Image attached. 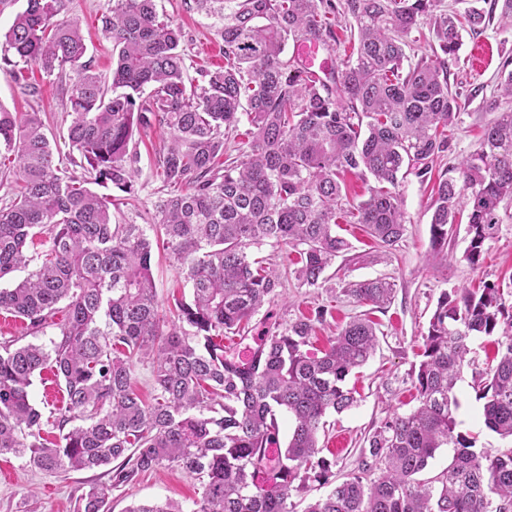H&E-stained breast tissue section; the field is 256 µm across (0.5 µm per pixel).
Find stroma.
Returning a JSON list of instances; mask_svg holds the SVG:
<instances>
[{
  "label": "stroma",
  "instance_id": "1",
  "mask_svg": "<svg viewBox=\"0 0 512 512\" xmlns=\"http://www.w3.org/2000/svg\"><path fill=\"white\" fill-rule=\"evenodd\" d=\"M104 3L105 0H67L64 14L80 20L88 46L87 58L107 78L112 69V44L98 29ZM157 4L159 11L183 28V48L188 59L209 69L223 66L222 42L215 34L212 19L194 10L191 0H157ZM511 57L512 28L501 26L498 20H491L477 32L462 31L457 57L449 61L448 67L450 85L465 99L466 106L449 133L445 164H455L474 150L484 126L495 119L496 114L489 111L488 103L497 95L501 66ZM24 78L37 86V95H24L19 83L0 73V104L12 112L39 113L55 154L69 159L68 81L43 76L32 66L25 69ZM167 140L166 128L159 125L142 133L135 193L115 211L116 221L154 223V204L165 193L156 175V163L158 152ZM402 192L408 223L400 247L390 256H382L360 225H339L337 234L352 244L358 259L351 262L337 257L327 270L322 287L298 286L292 275L296 252L276 250L267 244L251 250L256 257H272L280 275L282 296L268 307L277 319L286 322L317 306L330 305L331 313L317 333L316 347H323L352 316L367 315L378 325L379 343L374 355L347 381L359 393L357 405L340 413H329L326 434L319 440L322 457L332 462L334 472L340 477L361 465L365 440L382 421L393 412L405 413L416 406L410 373L418 361L422 335L442 294L512 277V201L502 205L499 230L486 241L483 263L474 269L463 259L468 245L465 225H455L441 250L432 249L431 213L427 209L430 184L411 176L405 180ZM376 277L390 278L396 284L394 297L384 308L360 305L339 293L345 282ZM456 393L460 401L455 414L459 431L477 434V448L493 455L512 447V441L501 439L485 428L482 403L476 398L471 370H464ZM2 472L11 473L14 481L0 484V512H72L74 500L82 493L85 483L95 478L94 473L81 472L63 481L32 471L23 459L11 455L0 457ZM197 487L196 480L179 470L161 469L143 474L132 484L113 492L111 512H125L132 503L143 501L173 499L187 505Z\"/></svg>",
  "mask_w": 512,
  "mask_h": 512
}]
</instances>
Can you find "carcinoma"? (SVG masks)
Returning a JSON list of instances; mask_svg holds the SVG:
<instances>
[{
  "mask_svg": "<svg viewBox=\"0 0 512 512\" xmlns=\"http://www.w3.org/2000/svg\"><path fill=\"white\" fill-rule=\"evenodd\" d=\"M66 0H26L0 39V71L19 65L48 76L73 74L72 149L81 177L55 159L37 112L0 107V311L25 335L0 337V455L11 454L67 480L102 470L73 512H110L112 491L138 475L180 468L199 480L190 509L167 499L125 512H294L292 493L325 489L304 512H512V448L490 456L457 430L455 394L471 367L486 428L512 439V291L502 283L443 294L423 335L411 377L418 405L393 413L369 438L371 462L341 480L319 457L325 416L357 403L346 387L378 344L377 324L353 317L321 353L310 350L329 307L275 323L242 358L224 345L247 339L250 320L280 296V276L248 249L295 250L302 286L318 288L350 245L338 224H359L390 254L404 241L401 187L410 174L435 179L431 243L467 209L463 254L480 266L485 241L512 199V70L500 88L508 107L478 146L433 177L462 108L448 84L460 30L476 32L496 8L512 27V0L489 11L438 10L442 0H193L214 20L224 66L188 80L182 27L159 16L157 0H106L101 33L112 41V79L85 59L77 18H59ZM353 20V50L340 68L308 76L290 42L340 44L339 18ZM437 46L417 61L405 48L422 26ZM247 121V149L227 155L225 136ZM162 125L171 143L157 160L169 193L154 224L112 222L114 200L90 184L130 194L139 173L136 136ZM371 178L368 197L349 199L344 176ZM172 260L190 295L160 310L154 252ZM341 293L376 307L395 283L349 281ZM496 337L493 363L479 369L473 341ZM147 363L154 393L144 399L134 369ZM50 371L65 406L49 417L30 387ZM292 422L280 446L278 415ZM278 446L270 455L267 449ZM448 466L420 478L436 451Z\"/></svg>",
  "mask_w": 512,
  "mask_h": 512,
  "instance_id": "cac0c4a2",
  "label": "carcinoma"
}]
</instances>
